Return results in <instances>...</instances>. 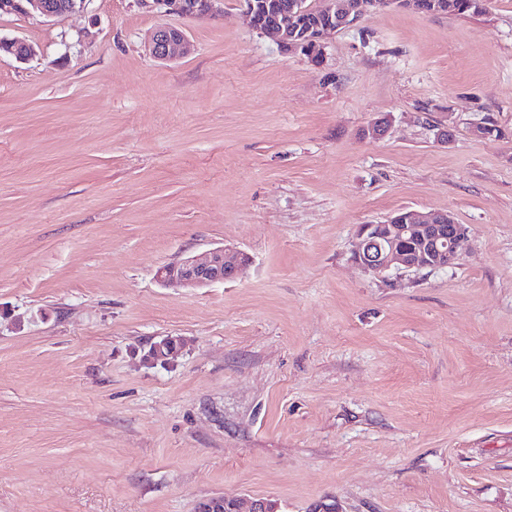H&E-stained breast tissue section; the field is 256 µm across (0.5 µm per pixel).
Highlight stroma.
<instances>
[{
  "label": "stroma",
  "mask_w": 512,
  "mask_h": 512,
  "mask_svg": "<svg viewBox=\"0 0 512 512\" xmlns=\"http://www.w3.org/2000/svg\"><path fill=\"white\" fill-rule=\"evenodd\" d=\"M0 37L37 50L0 54V512H512V0L390 6L315 59L242 0ZM402 209L465 225L452 266L355 264ZM220 246L236 281H156ZM444 2L446 5L451 4L453 11L448 13L447 9L436 10L431 15H470L480 14L486 10L488 0H436V2ZM185 42L184 33L177 28L156 29L150 36L148 48L152 56L160 60L177 57ZM196 512H279V505L269 498L218 495L199 501Z\"/></svg>",
  "instance_id": "1"
}]
</instances>
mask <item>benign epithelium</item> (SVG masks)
I'll return each instance as SVG.
<instances>
[{"instance_id": "benign-epithelium-1", "label": "benign epithelium", "mask_w": 512, "mask_h": 512, "mask_svg": "<svg viewBox=\"0 0 512 512\" xmlns=\"http://www.w3.org/2000/svg\"><path fill=\"white\" fill-rule=\"evenodd\" d=\"M87 0H0L1 14L37 13L45 18H57L85 6ZM151 8L164 7L185 17L215 13L223 0H137ZM405 0H321L317 11L344 28L378 4ZM273 21L261 29L272 34L280 46L299 49L313 37L295 33L294 24L302 14L311 11L306 0H276L271 4ZM185 42L177 28L164 27L150 36L148 48L160 60L177 57ZM0 49L22 62L32 58L36 50L18 38H0ZM466 227L455 221L449 212H401L398 223L363 224L359 228V245L354 254L357 265L366 273L381 275L391 269L419 271L442 269L453 264ZM245 263V257L222 247L209 250L204 256H188L158 269V282L168 288H206L235 280ZM184 346L179 336H165L151 346L155 360H165ZM196 512H279V505L269 498L243 499L218 495L199 501Z\"/></svg>"}]
</instances>
